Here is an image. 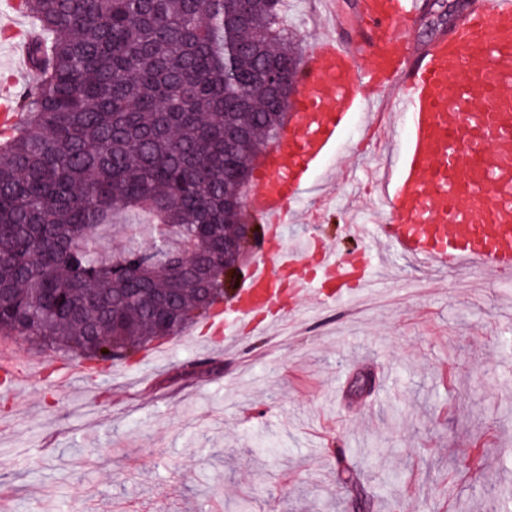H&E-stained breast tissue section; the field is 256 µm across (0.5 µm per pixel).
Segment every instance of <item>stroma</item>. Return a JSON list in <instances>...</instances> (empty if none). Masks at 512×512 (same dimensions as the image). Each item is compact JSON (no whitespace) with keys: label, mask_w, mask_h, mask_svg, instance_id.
Segmentation results:
<instances>
[{"label":"stroma","mask_w":512,"mask_h":512,"mask_svg":"<svg viewBox=\"0 0 512 512\" xmlns=\"http://www.w3.org/2000/svg\"><path fill=\"white\" fill-rule=\"evenodd\" d=\"M356 0L326 19L314 0L287 18L311 61L316 41L359 34ZM353 115L313 173L338 172L317 237L358 249L348 224H373ZM205 319L160 341L166 358L117 366L67 394L40 376L58 353H32L0 401V506L6 512H354L344 466L366 512H485L512 484V282L475 269L433 272L392 256L386 275L342 310L315 309L253 333L242 351L208 345ZM369 372L370 393L352 396Z\"/></svg>","instance_id":"stroma-1"}]
</instances>
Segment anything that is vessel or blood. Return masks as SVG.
I'll list each match as a JSON object with an SVG mask.
<instances>
[{
	"label": "vessel or blood",
	"mask_w": 512,
	"mask_h": 512,
	"mask_svg": "<svg viewBox=\"0 0 512 512\" xmlns=\"http://www.w3.org/2000/svg\"><path fill=\"white\" fill-rule=\"evenodd\" d=\"M423 7L387 0L380 10L357 0L359 37L316 42L290 101L293 119L264 150L262 178L248 196L265 226L259 258L209 319L225 348L244 343L243 327L284 321L301 298L327 308L346 302L383 265L377 252L341 259L323 248L307 274L304 253L282 238L313 169L361 108L390 111L396 145L369 172L382 223L347 225V235L442 269L512 276V0H477L450 32L413 50L404 34Z\"/></svg>",
	"instance_id": "1"
}]
</instances>
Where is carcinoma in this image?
<instances>
[{"mask_svg": "<svg viewBox=\"0 0 512 512\" xmlns=\"http://www.w3.org/2000/svg\"><path fill=\"white\" fill-rule=\"evenodd\" d=\"M28 124L0 143V338L126 365L235 296L224 238L288 124L284 0H22ZM168 226L106 248L112 220Z\"/></svg>", "mask_w": 512, "mask_h": 512, "instance_id": "cac0c4a2", "label": "carcinoma"}]
</instances>
